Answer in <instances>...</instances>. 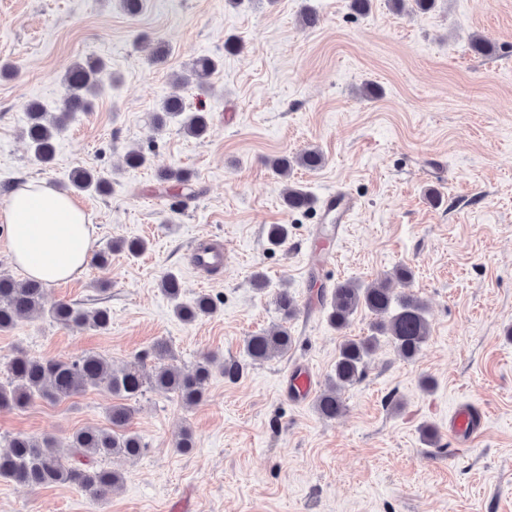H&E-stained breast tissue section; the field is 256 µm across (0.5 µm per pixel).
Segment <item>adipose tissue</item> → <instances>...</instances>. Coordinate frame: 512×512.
<instances>
[{"instance_id": "ef3b65f1", "label": "adipose tissue", "mask_w": 512, "mask_h": 512, "mask_svg": "<svg viewBox=\"0 0 512 512\" xmlns=\"http://www.w3.org/2000/svg\"><path fill=\"white\" fill-rule=\"evenodd\" d=\"M14 263L27 277L57 283L81 274L94 239L85 212L41 180L15 187L0 207Z\"/></svg>"}]
</instances>
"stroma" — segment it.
Returning a JSON list of instances; mask_svg holds the SVG:
<instances>
[{
	"mask_svg": "<svg viewBox=\"0 0 512 512\" xmlns=\"http://www.w3.org/2000/svg\"><path fill=\"white\" fill-rule=\"evenodd\" d=\"M349 0H144L127 14L120 0H0V205L7 184L37 178L67 184L82 166L113 176L112 191L73 194L89 216L106 266L47 285L45 303L110 310L108 329H76L49 316L0 332V382L16 350L70 360L93 352L123 366L158 340L174 362L217 364L202 401L147 391L130 402V429L147 444L108 466L123 481L99 500L72 485L29 488L0 480V512H512V0H438L428 13L395 12L373 0L352 15ZM320 24L301 28L304 8ZM493 51L471 52L472 33ZM240 53L224 50L229 36ZM167 50L153 63L146 45ZM222 65L207 90L189 85L188 107L210 117L202 139L149 122L173 74L197 55ZM104 59L107 79L91 112L65 130L55 163L33 161L22 138L24 108L61 105L62 77L75 61ZM319 148L325 166L292 174L321 199L340 190L354 220L333 244L334 264H313L318 208L286 211L284 183L265 158ZM132 147L149 157L130 169ZM187 170L200 194L161 192L159 169ZM272 224L288 240L269 245ZM142 238L132 257L111 251ZM202 242L231 262L209 273L193 264ZM404 265L409 289L428 306L430 336L409 361L381 343L363 379L343 391L346 410L328 421L313 402L293 400L285 379L309 366L318 385L333 373L339 344L370 333L355 315L336 330L312 305L316 285L370 284ZM267 278L265 291L252 284ZM183 301L210 295L214 314L186 324L159 288L166 273ZM299 305L288 354L265 363L244 352L246 336L280 323L274 298ZM239 364L237 378L223 368ZM461 403L485 410L480 437L459 445L448 416ZM112 395L88 389L64 404L45 400L0 410V441L17 434L67 443L84 427H108ZM189 429L193 450L176 449Z\"/></svg>",
	"mask_w": 512,
	"mask_h": 512,
	"instance_id": "35a3bbf8",
	"label": "stroma"
}]
</instances>
